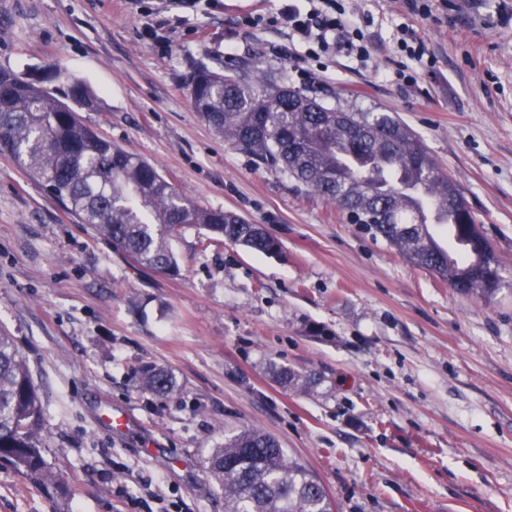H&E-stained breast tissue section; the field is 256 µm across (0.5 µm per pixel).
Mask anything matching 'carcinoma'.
<instances>
[{
    "label": "carcinoma",
    "instance_id": "cac0c4a2",
    "mask_svg": "<svg viewBox=\"0 0 512 512\" xmlns=\"http://www.w3.org/2000/svg\"><path fill=\"white\" fill-rule=\"evenodd\" d=\"M190 86L195 111L228 144L333 202L412 264L466 296L489 301L502 288L501 262L466 200L397 117L328 106L272 72L248 79L237 68L199 69ZM100 106L80 81L61 96L41 78L0 68V153L48 187L78 223L158 274L179 272L171 242L190 228L261 253L279 252L263 225L189 200L154 165L86 126L79 111ZM387 168L432 184V202L452 207L464 247L450 240L443 250L433 242L402 188L380 179ZM142 375L153 393L177 391L163 368L147 366ZM277 375L301 390L311 384L306 375ZM44 430L28 362L0 330V461L65 499V478L43 455ZM206 469L224 496V512H335L320 479L257 428L225 437L211 449Z\"/></svg>",
    "mask_w": 512,
    "mask_h": 512
}]
</instances>
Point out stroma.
Returning <instances> with one entry per match:
<instances>
[{"label": "stroma", "mask_w": 512, "mask_h": 512, "mask_svg": "<svg viewBox=\"0 0 512 512\" xmlns=\"http://www.w3.org/2000/svg\"><path fill=\"white\" fill-rule=\"evenodd\" d=\"M282 5L0 0V68L60 92L89 84L101 106L86 125L281 245L191 228L172 242L178 276L138 270L0 154V328L29 361L45 459L71 488L60 500L0 462V512H224L205 459L245 427L314 472L337 512H512V0H429L427 14L346 0L373 19L364 65L245 22ZM402 22L436 58L409 86L395 79ZM227 63L399 116L460 187L507 286L488 302L456 292L227 145L190 91L195 70ZM148 365L178 393L144 389ZM278 369L316 383L294 389Z\"/></svg>", "instance_id": "stroma-1"}]
</instances>
